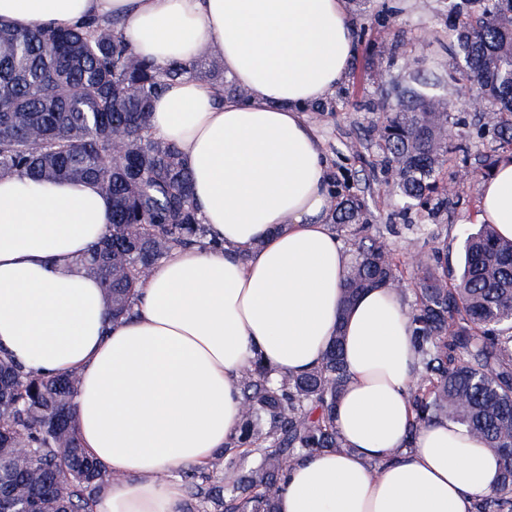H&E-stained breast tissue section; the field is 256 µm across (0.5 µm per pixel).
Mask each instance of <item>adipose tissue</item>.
I'll return each mask as SVG.
<instances>
[{
	"instance_id": "adipose-tissue-1",
	"label": "adipose tissue",
	"mask_w": 512,
	"mask_h": 512,
	"mask_svg": "<svg viewBox=\"0 0 512 512\" xmlns=\"http://www.w3.org/2000/svg\"><path fill=\"white\" fill-rule=\"evenodd\" d=\"M116 15L140 57L218 53L246 96L180 80L154 100L152 129L180 148L224 247L172 251L131 319L111 321L75 264L102 237L110 198L93 183L0 181V351L41 375L79 374L80 441L111 476L94 512H179L182 489L164 475L205 464L237 433L238 383L255 356L302 374L339 333L345 447L295 462L278 512H473L500 478L482 440L442 419L404 445L417 352L401 297L379 288L341 308L347 258L307 109L355 53L345 0H0V20L23 28ZM479 218L512 238V155L483 180Z\"/></svg>"
}]
</instances>
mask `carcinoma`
Instances as JSON below:
<instances>
[{"label": "carcinoma", "mask_w": 512, "mask_h": 512, "mask_svg": "<svg viewBox=\"0 0 512 512\" xmlns=\"http://www.w3.org/2000/svg\"><path fill=\"white\" fill-rule=\"evenodd\" d=\"M449 12L450 50L463 66L448 79L470 81L489 104L492 115L479 116L476 133L512 146V0H450ZM183 78L245 96L217 57L166 66L138 57L114 19L64 30L0 23V180L93 182L111 198L105 234L75 264L100 282L114 320L134 315L138 289L169 251L219 246L193 204L180 149L156 137L149 121L153 100ZM448 108L407 89L369 131L406 210L432 213L446 202L443 164L455 148L443 136ZM330 217L355 239L344 303L372 288L406 294L391 243L369 233L364 198L330 200ZM417 270L405 446L436 420L467 426L501 470L499 487L475 512H512V239L480 225L464 240L451 284L444 247ZM343 341L336 336L322 362L297 376H277L257 357L239 383L244 420L224 451L158 479L184 482L189 512H277L294 462L344 447L335 424L347 382ZM79 384L74 373L34 375L0 354V512H92L109 475L81 446Z\"/></svg>", "instance_id": "obj_1"}]
</instances>
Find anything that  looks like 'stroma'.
Returning <instances> with one entry per match:
<instances>
[{
    "mask_svg": "<svg viewBox=\"0 0 512 512\" xmlns=\"http://www.w3.org/2000/svg\"><path fill=\"white\" fill-rule=\"evenodd\" d=\"M345 7L353 14L355 54L345 80L326 98V111L309 112L308 118L322 138L333 191L369 201L376 214L374 232L389 239L409 278L416 268L413 254L429 257L444 246L449 262H456L464 233L478 219L481 184H459L436 217L416 210L400 214L369 128L379 113L392 111L405 59L417 60L420 77L427 81L452 69L448 0H371L364 17L355 15L353 0H346Z\"/></svg>",
    "mask_w": 512,
    "mask_h": 512,
    "instance_id": "obj_1",
    "label": "stroma"
}]
</instances>
